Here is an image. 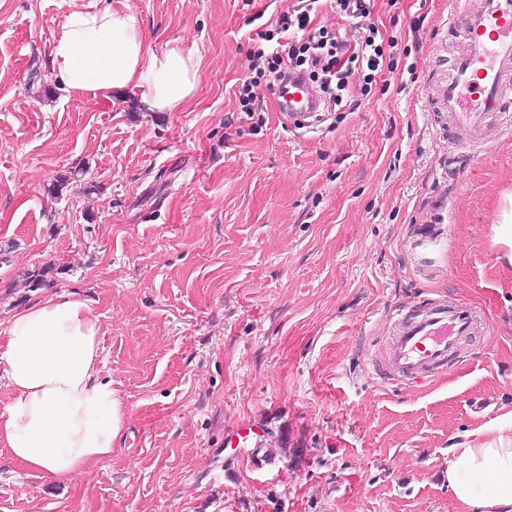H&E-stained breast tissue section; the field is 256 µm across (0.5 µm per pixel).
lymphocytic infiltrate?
Segmentation results:
<instances>
[{
  "mask_svg": "<svg viewBox=\"0 0 512 512\" xmlns=\"http://www.w3.org/2000/svg\"><path fill=\"white\" fill-rule=\"evenodd\" d=\"M319 0H296L281 15L274 30L261 31L250 51L253 74L234 92L241 112L262 111L264 101L257 89L262 79L284 80L288 72L305 75L319 90L324 104L336 112L358 109V84H370L384 64V36L370 25L371 0H335L337 14L353 25H366L364 35L348 38L340 29L313 23Z\"/></svg>",
  "mask_w": 512,
  "mask_h": 512,
  "instance_id": "f902f5d3",
  "label": "lymphocytic infiltrate"
}]
</instances>
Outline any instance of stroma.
Wrapping results in <instances>:
<instances>
[{"label":"stroma","mask_w":512,"mask_h":512,"mask_svg":"<svg viewBox=\"0 0 512 512\" xmlns=\"http://www.w3.org/2000/svg\"><path fill=\"white\" fill-rule=\"evenodd\" d=\"M87 2L0 0V336L29 304L89 300L125 423L71 479L0 447V512H460L448 448L512 405V266L492 232L512 112L449 163L453 0H374L397 46L357 111L310 131L280 123L267 86L257 120L233 95L292 0H108L198 61L171 112L65 90L49 51ZM443 207L444 235L421 241ZM440 297L475 308L476 335L426 380H387L393 313Z\"/></svg>","instance_id":"obj_1"}]
</instances>
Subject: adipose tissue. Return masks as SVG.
Here are the masks:
<instances>
[{
	"instance_id": "1",
	"label": "adipose tissue",
	"mask_w": 512,
	"mask_h": 512,
	"mask_svg": "<svg viewBox=\"0 0 512 512\" xmlns=\"http://www.w3.org/2000/svg\"><path fill=\"white\" fill-rule=\"evenodd\" d=\"M51 62L70 93L134 89L151 112L181 107L198 73L182 50H152L127 5L68 14ZM101 365L98 318L87 300L61 295L14 313L0 340V372L12 392L0 411V445L51 479L81 475L88 461L110 457L123 413ZM448 488L463 512H512V407L449 448Z\"/></svg>"
}]
</instances>
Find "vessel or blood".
<instances>
[{
  "mask_svg": "<svg viewBox=\"0 0 512 512\" xmlns=\"http://www.w3.org/2000/svg\"><path fill=\"white\" fill-rule=\"evenodd\" d=\"M448 15V23L461 44L440 85L439 97L447 110L449 131L465 130L472 138L449 139L451 158L477 148L488 117L502 111L512 98V0H468ZM277 111L288 128L313 125L321 110L317 91L294 75L277 88ZM477 315L461 300L436 299L419 314H397L386 365L395 378H418L446 367L465 337L474 335Z\"/></svg>",
  "mask_w": 512,
  "mask_h": 512,
  "instance_id": "vessel-or-blood-1",
  "label": "vessel or blood"
}]
</instances>
